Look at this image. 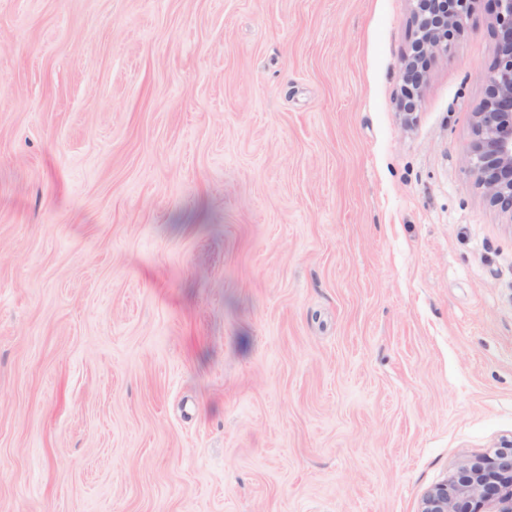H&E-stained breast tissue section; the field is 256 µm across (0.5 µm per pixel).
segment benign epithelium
Wrapping results in <instances>:
<instances>
[{
    "mask_svg": "<svg viewBox=\"0 0 512 512\" xmlns=\"http://www.w3.org/2000/svg\"><path fill=\"white\" fill-rule=\"evenodd\" d=\"M474 0H414L412 22L424 57L446 53L463 32ZM496 59L485 75L487 98L474 113L475 139L465 153L468 175L490 203L512 217V0H494ZM512 441L476 458L458 476L430 489L421 512H512Z\"/></svg>",
    "mask_w": 512,
    "mask_h": 512,
    "instance_id": "1",
    "label": "benign epithelium"
}]
</instances>
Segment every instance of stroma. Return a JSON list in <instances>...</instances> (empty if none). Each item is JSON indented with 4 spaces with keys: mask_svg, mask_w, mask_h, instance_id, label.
<instances>
[{
    "mask_svg": "<svg viewBox=\"0 0 512 512\" xmlns=\"http://www.w3.org/2000/svg\"><path fill=\"white\" fill-rule=\"evenodd\" d=\"M0 0V512H421L512 440L475 0ZM412 22L416 39L424 52V67L428 57L448 53L458 34L463 32L474 0H414Z\"/></svg>",
    "mask_w": 512,
    "mask_h": 512,
    "instance_id": "1",
    "label": "stroma"
}]
</instances>
